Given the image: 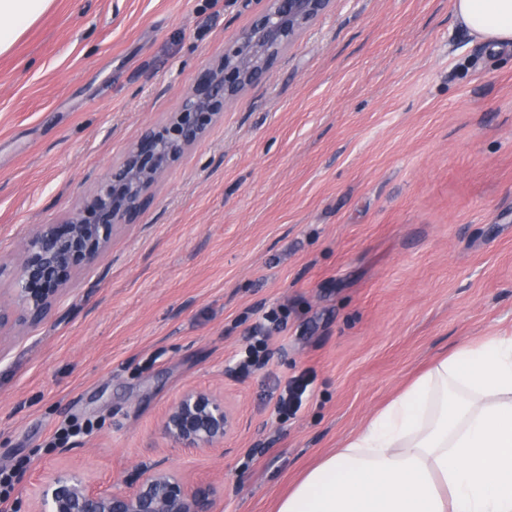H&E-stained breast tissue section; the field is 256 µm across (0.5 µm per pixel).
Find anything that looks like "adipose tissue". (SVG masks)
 <instances>
[{
	"label": "adipose tissue",
	"instance_id": "obj_1",
	"mask_svg": "<svg viewBox=\"0 0 512 512\" xmlns=\"http://www.w3.org/2000/svg\"><path fill=\"white\" fill-rule=\"evenodd\" d=\"M54 0H0V55ZM471 35L512 46V0H453ZM277 512H512V336L437 360L314 467Z\"/></svg>",
	"mask_w": 512,
	"mask_h": 512
}]
</instances>
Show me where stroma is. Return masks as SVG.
<instances>
[{
	"mask_svg": "<svg viewBox=\"0 0 512 512\" xmlns=\"http://www.w3.org/2000/svg\"><path fill=\"white\" fill-rule=\"evenodd\" d=\"M267 0H55L0 56V262L176 111ZM281 310L262 369L233 362ZM512 336V50L452 0H332L168 171L42 323L0 333V469L105 490L157 456L276 512L437 357ZM310 376L302 409L274 410ZM223 393L219 457L172 447L186 389ZM84 432L60 440L63 429Z\"/></svg>",
	"mask_w": 512,
	"mask_h": 512,
	"instance_id": "stroma-1",
	"label": "stroma"
}]
</instances>
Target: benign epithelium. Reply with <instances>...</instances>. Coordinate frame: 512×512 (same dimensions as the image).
<instances>
[{
    "label": "benign epithelium",
    "instance_id": "7a95c632",
    "mask_svg": "<svg viewBox=\"0 0 512 512\" xmlns=\"http://www.w3.org/2000/svg\"><path fill=\"white\" fill-rule=\"evenodd\" d=\"M330 2L268 0L219 60L198 69L178 110L146 129L79 208L23 238L12 268L0 263V277L13 280L11 300H0V331L47 319L76 274L107 249L116 229L138 223L159 179L205 137L226 107L262 79ZM232 427L224 397L195 388L181 393L161 419L162 433L175 448L221 449ZM223 495L224 486L188 480L159 461L142 468L126 490H100L82 476L59 474L16 501L12 512H217Z\"/></svg>",
    "mask_w": 512,
    "mask_h": 512
}]
</instances>
